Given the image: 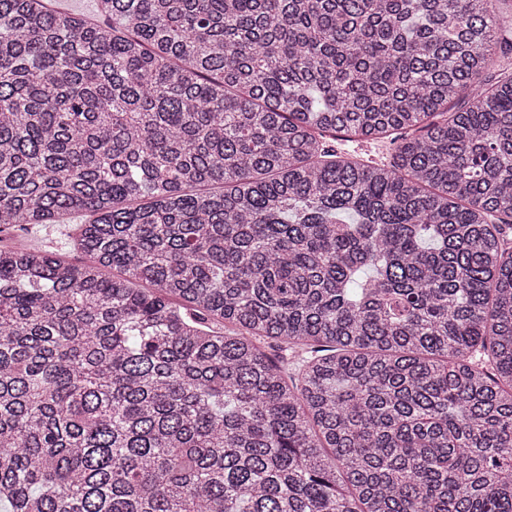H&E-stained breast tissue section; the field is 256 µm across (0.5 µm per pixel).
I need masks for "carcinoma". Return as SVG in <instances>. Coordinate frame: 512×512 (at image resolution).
<instances>
[{
	"label": "carcinoma",
	"mask_w": 512,
	"mask_h": 512,
	"mask_svg": "<svg viewBox=\"0 0 512 512\" xmlns=\"http://www.w3.org/2000/svg\"><path fill=\"white\" fill-rule=\"evenodd\" d=\"M97 2L0 0V230L89 256L0 246V502L512 512L509 0ZM52 8L96 19V0H52ZM78 221L64 220V224H34L21 231H6L0 233L2 244L10 242L14 235H21L36 246L42 248L52 247L61 254L66 260L73 263L87 261V257L80 252L73 243L72 237L75 235V224Z\"/></svg>",
	"instance_id": "cac0c4a2"
}]
</instances>
